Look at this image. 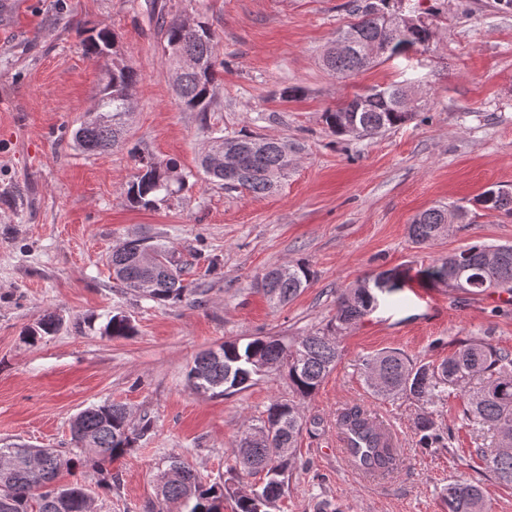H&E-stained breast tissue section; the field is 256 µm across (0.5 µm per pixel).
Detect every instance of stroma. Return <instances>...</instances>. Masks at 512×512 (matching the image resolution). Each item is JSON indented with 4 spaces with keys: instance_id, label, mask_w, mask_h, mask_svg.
<instances>
[{
    "instance_id": "obj_1",
    "label": "stroma",
    "mask_w": 512,
    "mask_h": 512,
    "mask_svg": "<svg viewBox=\"0 0 512 512\" xmlns=\"http://www.w3.org/2000/svg\"><path fill=\"white\" fill-rule=\"evenodd\" d=\"M348 0H19L0 16V447L67 448L71 422L110 400L148 415L150 433L113 461L111 490L89 470L74 477L97 512H150L158 476L183 456L204 484L243 495L263 475L242 476L232 441L267 406L290 396L282 374L225 396L192 389L194 358L244 336H302L336 314L345 286L394 267L418 271L468 244L512 243V215L477 205L484 191L512 189V7L503 0H411L436 36L427 52L388 59L349 78L321 63L350 22ZM208 22L220 85L210 112L184 111L153 14ZM113 31L121 60L138 73L124 147L88 154L70 134L103 86L107 62L86 40ZM418 81L420 112L370 136L337 135L327 110L380 85ZM287 87L300 88L293 99ZM285 138L303 147L277 191L255 196L205 182L198 172L208 130ZM174 161L186 187L156 209L124 194L131 149ZM458 204L465 223L431 246L411 242L420 211ZM128 237L177 249L203 305L158 304L115 288L108 257ZM306 262L313 278L294 300L270 304L257 288L268 269ZM339 339L340 359L303 407L300 463L272 512H446L450 482H477L487 512H512V486L484 468V429L460 424L456 391L425 403L375 397L363 357L395 350L440 363L477 336L512 350V294L468 295L419 285ZM134 335L97 327L115 311ZM61 329L37 346L24 330L44 313ZM353 404L385 419L399 462L386 477L356 472L336 443V416ZM456 428L450 446L423 448L419 414Z\"/></svg>"
}]
</instances>
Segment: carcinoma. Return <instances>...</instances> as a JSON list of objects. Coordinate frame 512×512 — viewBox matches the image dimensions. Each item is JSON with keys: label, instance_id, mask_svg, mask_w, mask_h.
<instances>
[{"label": "carcinoma", "instance_id": "obj_1", "mask_svg": "<svg viewBox=\"0 0 512 512\" xmlns=\"http://www.w3.org/2000/svg\"><path fill=\"white\" fill-rule=\"evenodd\" d=\"M390 0H350L349 12L354 22L346 29L357 34L347 52L332 56L324 53L323 66L333 74L350 77L382 60L425 52L433 36L432 29L409 30L381 15ZM217 41L204 21L194 27L173 17L165 29L163 51L173 49L194 57L198 66L177 74L175 89L184 110L208 112L215 102L219 77L216 69ZM87 50L97 57H112L107 82L101 90L97 110L107 121L96 123L85 117L71 132L77 147L92 153L114 146L122 136L130 116L137 72L117 57L116 37L107 30L89 38ZM416 115L409 87L391 84L356 94L352 99L324 113L326 125L336 134L371 135L379 130L401 126ZM210 146L234 154L237 163L232 172L216 164L205 152L200 166L204 178L229 189H245L253 194H269L279 186V179L297 161L302 147L286 139H269L253 134H227L210 138ZM137 173L125 190L129 202L150 209L163 198L181 191L186 176L177 165L134 151ZM477 203L486 209L512 212V192L488 190ZM448 222V207L433 206L418 213L409 225L412 242L426 246L442 236V224ZM156 252L161 260L146 264V251ZM109 265L114 280L121 287L138 291L151 285L150 299L158 304L180 302L196 289L181 278L182 260L176 250L148 245L142 239H127L112 248ZM312 273L304 262L268 270L259 287L274 305L294 299L306 288ZM421 284L447 288L459 281L463 291L478 294L488 289L512 293V244H471L442 256L417 272ZM412 280L410 270L395 267L377 272L351 284L336 299V317L325 327L285 343L265 336L246 338V342H226L219 356L205 351L193 361L187 372L189 385L198 391L224 395L245 390L260 378L278 372L287 376L292 397L275 400L258 418L266 429L265 440L253 438V427L242 430L235 439L236 466L245 475L265 473L260 489L235 501V512H270L283 495L288 473L295 463V443L303 430L302 405L318 390L335 368L339 358L340 335L376 310L386 298ZM59 317L47 314L27 328L24 339L31 346L56 333ZM102 336H131L135 327L122 312L112 314L99 328ZM365 382L380 398L413 397L426 402L453 388L463 403L462 424H482L496 436V448H477L476 455L485 469L499 482L512 485V351L496 347L482 339H469L448 359L439 364L412 362L397 351H382L363 359ZM480 386L470 388L472 379ZM337 423L347 425L357 435L351 449L352 464L360 470L386 472L399 462L398 451L387 446L373 433L371 419L358 405L345 408ZM415 428L427 446L445 444L453 431L443 432L428 416L416 418ZM151 429V421H133L128 408L105 401L79 412L71 424L73 447L35 448L17 446L0 448V512H89L86 488L77 482L61 484L62 470L89 468L96 475L98 487L112 490L109 465L127 454ZM178 465L175 478L163 472L158 495L160 512H223L224 485L203 484L194 469L182 457L172 455L168 466ZM448 512H486L479 485L456 480L446 490Z\"/></svg>", "mask_w": 512, "mask_h": 512}]
</instances>
